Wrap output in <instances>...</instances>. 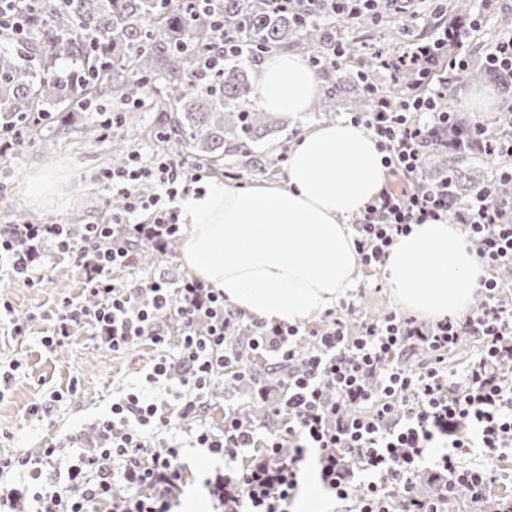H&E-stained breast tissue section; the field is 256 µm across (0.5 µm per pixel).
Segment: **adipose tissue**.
<instances>
[{
    "instance_id": "obj_1",
    "label": "adipose tissue",
    "mask_w": 512,
    "mask_h": 512,
    "mask_svg": "<svg viewBox=\"0 0 512 512\" xmlns=\"http://www.w3.org/2000/svg\"><path fill=\"white\" fill-rule=\"evenodd\" d=\"M254 81L266 111L293 116L320 89L316 72L285 51L267 55ZM383 158L375 136L337 121L297 140L284 181L216 179L181 195L182 265L252 319L306 324L359 284L352 220L386 186ZM383 274L398 306L439 320L469 313L487 271L455 225L432 223L396 241Z\"/></svg>"
}]
</instances>
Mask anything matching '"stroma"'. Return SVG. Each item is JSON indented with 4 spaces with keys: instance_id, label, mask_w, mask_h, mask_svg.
<instances>
[{
    "instance_id": "stroma-1",
    "label": "stroma",
    "mask_w": 512,
    "mask_h": 512,
    "mask_svg": "<svg viewBox=\"0 0 512 512\" xmlns=\"http://www.w3.org/2000/svg\"><path fill=\"white\" fill-rule=\"evenodd\" d=\"M432 0H412L409 13L384 14L370 29L354 30L360 41L381 46L389 35L400 34L402 42L435 36L440 19L431 10ZM512 14V0H488L479 24L470 31L468 55L480 61L497 42L498 21ZM349 100H339L335 111L307 112L304 116H283L281 130L270 132L254 151L252 166L241 156L228 153L218 166L199 163L205 180L220 179L226 168L241 169L242 185L258 180H280L286 175L285 160L296 138V130L346 121L351 117ZM110 167L108 150L94 140L81 145L69 144L67 137L45 133L42 141L19 147L9 159L0 162V188L11 195L17 212L60 224H88L101 217L106 201L112 199V187L102 179ZM42 172L52 175L56 187L52 195L38 202L24 201L22 182ZM49 272L44 282L30 284L26 279L0 268V301L9 304L12 318L25 322V335L12 332L11 318L0 320V369L13 370L14 379L0 398V455L29 453L40 456L42 448L69 446L85 442L90 425L109 414L114 389L149 372L155 351L150 342H142L128 354L116 355L92 336L88 327L74 324L62 343L45 346L68 301H87L85 284L74 254H59L45 247L41 258ZM353 316L363 321L395 310L390 289L379 271L363 268L358 288L349 291ZM461 467L486 466L492 479L483 502L470 498H451L440 512H486L502 500L512 501V450L494 456L479 448L461 449ZM184 486L175 512H188L191 498L205 499L202 480L206 473L224 468L222 460L208 457L199 448H189L182 458Z\"/></svg>"
}]
</instances>
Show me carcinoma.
I'll return each instance as SVG.
<instances>
[{
    "label": "carcinoma",
    "instance_id": "cac0c4a2",
    "mask_svg": "<svg viewBox=\"0 0 512 512\" xmlns=\"http://www.w3.org/2000/svg\"><path fill=\"white\" fill-rule=\"evenodd\" d=\"M30 30L26 38L0 49V132L18 148L37 140L44 127L78 128L99 141L112 143V166L129 156L122 132L139 126L138 112L145 105L158 112L148 130L160 144L191 161L217 165L224 152L244 157L250 147L275 128L265 112L251 107L255 87L240 64L275 50H298L317 59L315 72L325 77L348 71L352 79L328 80L323 93L311 104L314 112H330L340 98L351 96L361 112L371 107L363 85L377 86L394 102L406 93H418L444 66L436 61L430 75L412 82L402 76L380 85L378 60L366 53L346 31L373 23L369 17L352 23L336 19L339 35L315 21L301 24L287 12L273 13L263 0H32ZM448 9V51L460 49V38H469L463 22L467 0H451ZM238 34L240 53L224 59V70L215 73L200 67L202 54L212 47L219 31L213 21ZM343 54H335V46ZM496 80L512 85V73L493 71L478 62L448 75L446 88L457 81L481 83ZM509 107L484 120L490 139L512 138V95ZM113 102L128 110L114 117L105 114ZM476 122L455 112L448 126L435 132L430 154L414 178V185L448 179V221L467 206L474 191L493 185L500 199L512 197V184L498 180V168L472 131ZM15 224L26 216L14 211L11 198L0 192V214ZM142 281L150 285L156 260L143 248L137 255ZM245 337L226 340L230 365L266 369L265 360L244 348Z\"/></svg>",
    "mask_w": 512,
    "mask_h": 512
}]
</instances>
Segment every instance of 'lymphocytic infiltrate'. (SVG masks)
Returning <instances> with one entry per match:
<instances>
[{"label":"lymphocytic infiltrate","mask_w":512,"mask_h":512,"mask_svg":"<svg viewBox=\"0 0 512 512\" xmlns=\"http://www.w3.org/2000/svg\"><path fill=\"white\" fill-rule=\"evenodd\" d=\"M447 45L443 29L386 65L397 71L415 67L424 74ZM364 91L373 96V108L353 113L352 123L378 138L388 169L412 178L435 129L450 120L449 113L437 108L441 90L396 103L376 96L373 85H365ZM104 177L124 205L111 220L88 224L80 249H73L63 225L27 224L0 232V261L39 283L43 267L22 248V239H51L59 251H76L93 302L69 305L46 344L68 337V325L74 322L89 325L115 354L147 340L156 355L145 384L128 387L113 402L111 416L96 423L97 447L69 452L64 481L29 493L8 475L28 468L31 457L0 458V512H90L97 503L105 504L107 512H172L183 486L184 447L233 461L259 442L265 452L249 465L215 471L205 480L215 512H224L229 501L238 512H287L311 448L319 451L325 488L338 499L353 500L355 512H438L437 503L415 493L421 462L434 457L436 466L455 474L459 483L477 488L485 471L460 469L453 450L481 448L494 455L512 447V379L496 371L503 358L512 357V308L499 302L493 276L481 284L477 310L459 322L438 320L427 333L394 312L364 323L356 334L338 316L303 332L252 322L249 345L270 360L267 375L253 379L255 393L264 395L267 381L279 380L282 398L270 413L283 424L259 436L242 420V406L230 394L224 397L222 424H210L209 395L220 384L243 378L230 367L225 350L238 325V311L197 279L175 288L159 280L143 291L116 286L108 277L114 268L134 265L139 243L158 247L166 238L180 236L172 202L202 176L169 157L145 164L135 154L125 167L106 171ZM146 182L156 184L157 193L142 195ZM144 212L149 215L145 221L140 218ZM503 212V203L482 188L463 218L469 242L492 272L512 268V220L504 219ZM447 214V185L382 192L355 224L362 264L382 266L390 248L413 225L441 222ZM174 333L180 336L175 344L170 341ZM468 333L481 337L483 347L462 375L450 374L448 354ZM419 351L423 359L410 366V357ZM162 380L178 381L182 388L178 417L187 423V441L172 435L173 424L160 414L149 389ZM439 440L448 450L436 457L432 445ZM359 469L376 476L361 491L353 483Z\"/></svg>","instance_id":"f902f5d3"}]
</instances>
